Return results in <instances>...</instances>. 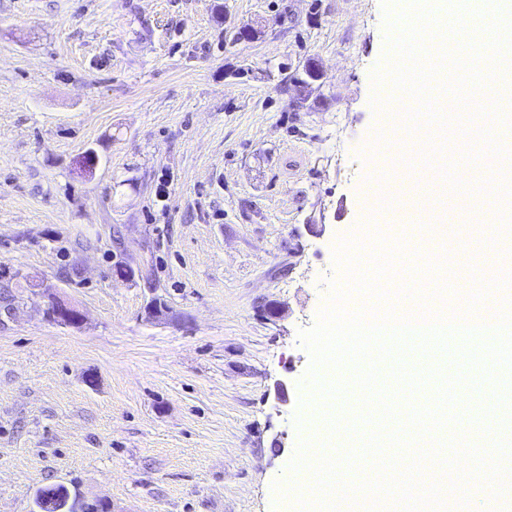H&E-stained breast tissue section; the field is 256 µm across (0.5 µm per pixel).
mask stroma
Segmentation results:
<instances>
[{
	"label": "stroma",
	"instance_id": "obj_1",
	"mask_svg": "<svg viewBox=\"0 0 512 512\" xmlns=\"http://www.w3.org/2000/svg\"><path fill=\"white\" fill-rule=\"evenodd\" d=\"M239 27L254 37L226 42ZM386 41L383 0H0V283L21 287L0 313V512L55 484L107 512H285L275 482L325 438L299 334L343 278L337 244L371 233ZM496 132L459 114V156L388 171L414 210L418 170H441L467 202L456 247L494 280L512 264L476 215L512 175L464 166ZM54 297L83 323L50 320ZM459 394L488 443L505 404L486 378Z\"/></svg>",
	"mask_w": 512,
	"mask_h": 512
}]
</instances>
